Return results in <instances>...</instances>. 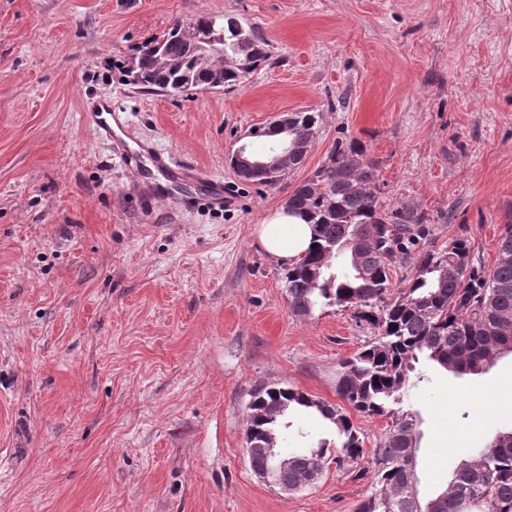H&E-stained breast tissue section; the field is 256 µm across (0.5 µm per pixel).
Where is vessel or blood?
Returning <instances> with one entry per match:
<instances>
[{
    "label": "vessel or blood",
    "mask_w": 512,
    "mask_h": 512,
    "mask_svg": "<svg viewBox=\"0 0 512 512\" xmlns=\"http://www.w3.org/2000/svg\"><path fill=\"white\" fill-rule=\"evenodd\" d=\"M84 116L100 137L118 150L123 165L143 183L150 201L172 200L184 207L201 201L216 209L235 205L236 200L223 180L193 166L172 165L152 144L133 134L116 136V129L124 127L125 121L108 102L90 103Z\"/></svg>",
    "instance_id": "obj_1"
}]
</instances>
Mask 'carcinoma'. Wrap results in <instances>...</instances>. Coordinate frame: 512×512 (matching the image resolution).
<instances>
[{
  "label": "carcinoma",
  "instance_id": "obj_1",
  "mask_svg": "<svg viewBox=\"0 0 512 512\" xmlns=\"http://www.w3.org/2000/svg\"><path fill=\"white\" fill-rule=\"evenodd\" d=\"M197 25L224 40V48L244 42L254 68L265 63L268 43L255 28H243L232 16L203 13ZM137 69H126L130 84L146 92L181 94L204 85L234 88L247 77L230 68L198 69L197 50L184 25L176 22L153 39ZM288 139L296 148L294 167L303 165L316 136L319 114L287 113ZM355 139L339 138L286 207L313 225L317 247L288 268L284 286L291 312L309 315L315 306L353 310L358 322L378 336L341 363L337 395L355 411L389 420L374 450L369 491L355 512H512V430L493 434L485 447L462 460L434 492L421 489L416 454L421 434L416 413L402 409L409 388L421 382L420 358L462 376L480 374L503 355H512V224L504 226L494 267L472 256L470 242L456 238L412 257L413 275L405 291L386 300L390 265L396 253L409 254L426 218L406 206L389 208L381 199L375 163L363 159ZM246 445L260 448L289 428L292 411L315 414L335 430L336 446L356 460L364 450L359 431L343 408L299 389L267 386L248 406ZM331 452L329 443L289 454L288 468L277 457H254L252 470L294 489L311 466L313 453Z\"/></svg>",
  "mask_w": 512,
  "mask_h": 512
}]
</instances>
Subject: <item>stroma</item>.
Segmentation results:
<instances>
[{
  "mask_svg": "<svg viewBox=\"0 0 512 512\" xmlns=\"http://www.w3.org/2000/svg\"><path fill=\"white\" fill-rule=\"evenodd\" d=\"M231 15L270 59L232 89L142 92L122 67L175 21ZM106 99L236 206L171 217L84 119ZM319 113L303 166L267 186L228 158L274 117ZM382 199L425 215L416 250L471 243L493 268L512 224V0H0V512H354L386 419L353 414L364 455L293 492L252 470L248 405L285 384L335 404L341 362L376 331L351 311L294 315L257 224L340 136ZM417 468L443 485L512 428V355L478 375L430 364ZM288 452L333 434L292 414Z\"/></svg>",
  "mask_w": 512,
  "mask_h": 512,
  "instance_id": "stroma-1",
  "label": "stroma"
}]
</instances>
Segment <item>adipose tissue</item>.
<instances>
[{
	"mask_svg": "<svg viewBox=\"0 0 512 512\" xmlns=\"http://www.w3.org/2000/svg\"><path fill=\"white\" fill-rule=\"evenodd\" d=\"M256 233L266 253L273 259L290 263L296 261L311 245L313 229L305 217L292 214L286 208L272 211Z\"/></svg>",
	"mask_w": 512,
	"mask_h": 512,
	"instance_id": "ef3b65f1",
	"label": "adipose tissue"
}]
</instances>
